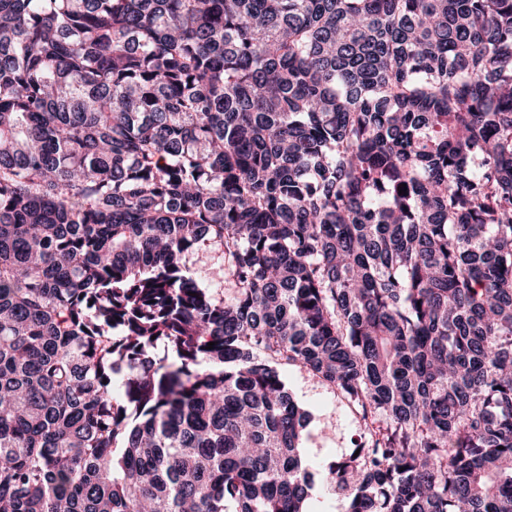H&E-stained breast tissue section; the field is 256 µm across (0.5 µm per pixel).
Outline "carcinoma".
I'll return each mask as SVG.
<instances>
[{"instance_id": "obj_1", "label": "carcinoma", "mask_w": 512, "mask_h": 512, "mask_svg": "<svg viewBox=\"0 0 512 512\" xmlns=\"http://www.w3.org/2000/svg\"><path fill=\"white\" fill-rule=\"evenodd\" d=\"M289 364L512 512V0H0V512H311Z\"/></svg>"}]
</instances>
